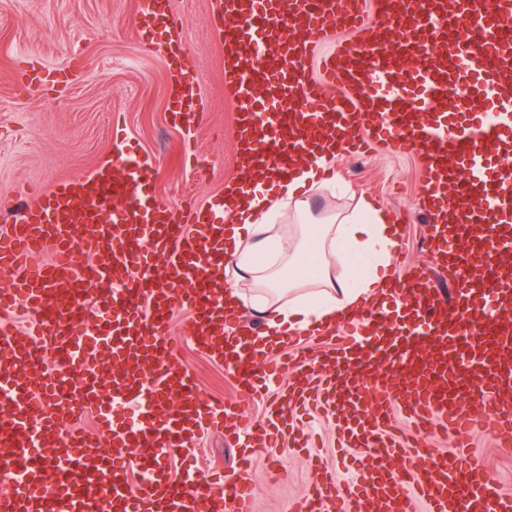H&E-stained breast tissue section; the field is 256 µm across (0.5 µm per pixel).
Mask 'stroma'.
Instances as JSON below:
<instances>
[{
    "instance_id": "stroma-1",
    "label": "stroma",
    "mask_w": 512,
    "mask_h": 512,
    "mask_svg": "<svg viewBox=\"0 0 512 512\" xmlns=\"http://www.w3.org/2000/svg\"><path fill=\"white\" fill-rule=\"evenodd\" d=\"M212 0H171L189 46L201 98L176 124L168 112L170 81L163 53L148 49L137 34L143 0H0V197L19 188L42 190L74 175H89L112 163L116 138L158 162L150 196L182 216L190 203L223 194L236 167L237 105L224 80V49L211 24ZM80 54L86 68L80 85L31 91L16 82L18 69L64 66ZM337 185L315 192L320 211L353 212L369 197L385 206L401 228L391 258V278H404L413 264L432 266L426 243L430 216L420 208L424 166L420 158L371 144L360 154L339 153L328 164ZM181 357L199 388L216 400L241 403L242 421L261 419L267 402L279 399L291 380L282 373L264 398L244 401L231 370L181 343ZM311 441L331 469L367 461L365 449L336 453V427L317 414L309 418ZM468 454L485 464L486 476L512 494V456L502 455L481 430L470 436ZM168 466L196 483L221 469L229 483L253 487L252 512H289L319 479L314 456L280 438L242 468L237 446L223 431L206 430Z\"/></svg>"
}]
</instances>
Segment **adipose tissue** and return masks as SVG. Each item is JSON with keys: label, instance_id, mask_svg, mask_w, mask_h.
Returning a JSON list of instances; mask_svg holds the SVG:
<instances>
[{"label": "adipose tissue", "instance_id": "adipose-tissue-1", "mask_svg": "<svg viewBox=\"0 0 512 512\" xmlns=\"http://www.w3.org/2000/svg\"><path fill=\"white\" fill-rule=\"evenodd\" d=\"M326 167L322 157L302 163L293 178L273 183L271 192L236 199L224 256L226 293L231 306L245 304L261 317L257 347L330 331L361 308L388 305L399 227L367 198L350 216L314 215L310 196L325 184ZM336 261L345 271L337 281L331 276ZM246 277L254 285L248 294L237 286Z\"/></svg>", "mask_w": 512, "mask_h": 512}]
</instances>
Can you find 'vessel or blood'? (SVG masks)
Segmentation results:
<instances>
[{"label": "vessel or blood", "mask_w": 512, "mask_h": 512, "mask_svg": "<svg viewBox=\"0 0 512 512\" xmlns=\"http://www.w3.org/2000/svg\"><path fill=\"white\" fill-rule=\"evenodd\" d=\"M146 32L177 30L164 0H145ZM223 34L226 87L241 107L236 188L290 175L319 150L348 149L354 131L425 161L421 206L436 219L435 269L453 283L440 300L430 271L394 282L405 331L387 328L384 309L348 321L351 337L294 365L287 398H308L323 375L341 447L368 449L370 471L325 473L295 512H512V496L476 465L425 448L442 432L464 445L485 425L512 438V0H214ZM360 31L333 42L336 23ZM320 69L309 60L320 47ZM172 115L183 118L200 87L183 41L167 44ZM68 66L20 70L26 87L76 86ZM152 159L135 152L119 166L76 175L39 192L0 200V479L12 490L0 512H251L244 484L200 485L175 477L162 458L185 447L192 428H221L244 449L266 446L285 418L266 407L257 423L203 394L176 356L167 322L188 311L185 334L203 354L232 363L239 389L256 394L260 376L280 374L255 350L227 352L224 214L217 198L184 221L148 196ZM98 263L82 262L83 254ZM112 304L85 317L89 300ZM26 324L2 327L16 311ZM117 363L110 390L97 357ZM476 382L485 410L465 396ZM128 406L139 420H118ZM406 412L414 434L395 431ZM93 413L109 435L79 426ZM415 456L407 479L396 461Z\"/></svg>", "instance_id": "obj_1"}]
</instances>
